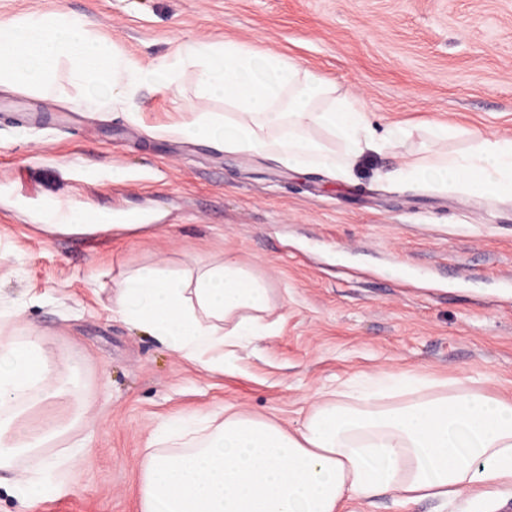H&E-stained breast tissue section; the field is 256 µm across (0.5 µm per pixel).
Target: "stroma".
<instances>
[{"label": "stroma", "instance_id": "1", "mask_svg": "<svg viewBox=\"0 0 512 512\" xmlns=\"http://www.w3.org/2000/svg\"><path fill=\"white\" fill-rule=\"evenodd\" d=\"M67 11L143 64L190 39L288 54L363 98L376 128L434 120L512 138V0H0V19ZM197 89L142 86L140 118L77 109L61 64L52 90L0 87V321L39 328L45 355L74 367L93 433L63 396L44 414L68 427L59 467L19 501L0 471V512H138L144 449L162 421L224 407L295 429L322 393L363 374L475 382L512 399V200L468 199L375 181L397 161L371 154L351 181L259 154L170 136ZM83 223L138 215L105 234L41 230L47 207ZM234 255L270 288L273 331L210 371L113 315L112 286L144 267L189 270ZM344 512H512V484L442 505L355 498Z\"/></svg>", "mask_w": 512, "mask_h": 512}]
</instances>
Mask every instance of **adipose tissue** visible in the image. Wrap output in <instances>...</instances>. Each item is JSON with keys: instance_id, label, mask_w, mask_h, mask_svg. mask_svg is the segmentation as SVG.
<instances>
[{"instance_id": "obj_1", "label": "adipose tissue", "mask_w": 512, "mask_h": 512, "mask_svg": "<svg viewBox=\"0 0 512 512\" xmlns=\"http://www.w3.org/2000/svg\"><path fill=\"white\" fill-rule=\"evenodd\" d=\"M69 63L83 85L112 86V108L136 116L148 75L178 84L184 68L200 73L197 100L173 135L223 136L225 150L268 155L293 168L320 167L348 180L365 153L391 154L398 166L378 172L465 197L512 199V138L472 132L465 152L447 150L458 127L429 122L376 129L364 101L292 57L236 41L191 40L152 64L107 54L88 22L64 14L0 21V85L23 78L35 90ZM223 95L231 112L205 106ZM422 131L426 157L408 151ZM266 283L231 256L177 275L143 268L114 284L112 312L186 359L223 371L242 343L265 336ZM68 367L48 359L42 336L16 338L0 325V469L25 461L14 483L20 497L40 490L49 470L46 447L61 431L27 412L52 404ZM382 379L337 386L295 430L250 414L231 413L206 428L195 446L173 452L149 440L142 461L139 512H341L345 500L390 493L402 501L455 498L486 482H512V401L475 386L432 383L422 396L388 401Z\"/></svg>"}]
</instances>
